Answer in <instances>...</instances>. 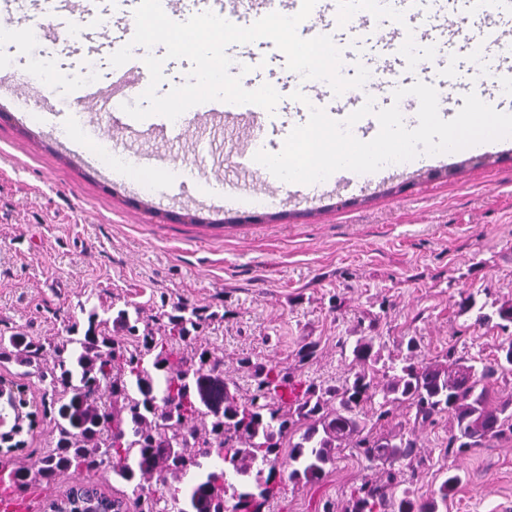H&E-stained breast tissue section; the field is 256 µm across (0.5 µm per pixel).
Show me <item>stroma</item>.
<instances>
[{
  "label": "stroma",
  "mask_w": 512,
  "mask_h": 512,
  "mask_svg": "<svg viewBox=\"0 0 512 512\" xmlns=\"http://www.w3.org/2000/svg\"><path fill=\"white\" fill-rule=\"evenodd\" d=\"M139 0L107 5L98 42L78 39L87 26L0 48V334L58 339L96 307L139 308L148 319L175 306L215 312L200 342L224 361V379L240 397L257 385L252 368L278 364L316 386L341 385L354 369L351 348L370 336L379 348L375 383L415 340L418 358L492 360L512 342V323L478 322L477 304H512V144L464 152L426 165L402 164L373 178L324 184L277 182L273 189L241 155L252 138L246 109L221 125L170 120L101 139L100 153L75 155L71 142L94 135L72 107L81 88L107 87L109 58L135 27ZM267 63L241 79L281 94L266 128L295 124L305 104L291 95L301 81L268 39ZM153 158L165 173L138 182L126 172ZM316 346L307 362L296 353ZM250 359L251 367L240 364ZM26 388L35 410L19 446L0 443V463L38 470L55 447L50 400L38 375L0 362V375ZM449 413L416 421L393 409L380 433L416 442L410 460L371 464L356 449L315 484L288 485L280 512H344L355 489L395 473L399 489L431 497L444 468L461 484L447 512H504L512 507V436L458 452L448 445Z\"/></svg>",
  "instance_id": "1"
}]
</instances>
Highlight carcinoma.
<instances>
[{
    "mask_svg": "<svg viewBox=\"0 0 512 512\" xmlns=\"http://www.w3.org/2000/svg\"><path fill=\"white\" fill-rule=\"evenodd\" d=\"M203 308L161 312L140 324L126 309L112 320L96 310L87 326L71 325L68 335L46 345L21 332L0 336V359L35 369L51 392L57 440L34 474L8 472L0 489L18 492L33 481L107 470L124 487V505L135 512H266L288 484H313L335 464L336 451L353 444L370 462L409 459L416 443L402 435L385 440L367 428L364 405L381 395L377 420L400 406L416 408L426 422L448 412L454 419L449 446L462 451L512 432V399L493 401L487 382L512 374V345L494 365L458 358L443 365L409 355L378 390L373 365L379 360L373 338L361 336L352 348L358 370L345 384L319 388L276 364L254 367L256 391L242 400L224 382V361L196 347L207 321ZM114 334H109L107 325ZM53 367L44 369L45 353ZM287 451L286 463L280 454ZM171 477L180 487L156 495L145 486L152 474ZM461 476L448 472L434 495L417 501L394 484L362 485L345 512H443Z\"/></svg>",
    "mask_w": 512,
    "mask_h": 512,
    "instance_id": "carcinoma-1",
    "label": "carcinoma"
}]
</instances>
